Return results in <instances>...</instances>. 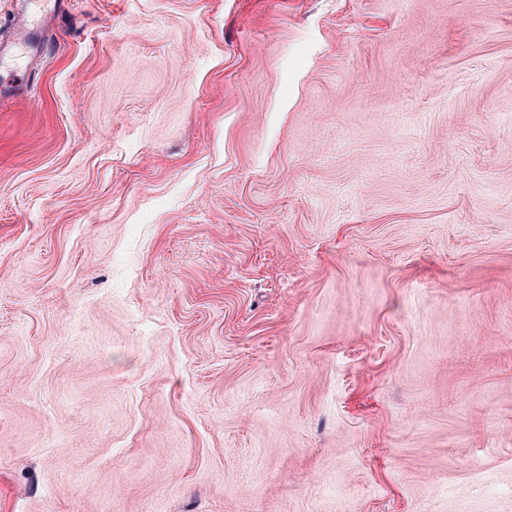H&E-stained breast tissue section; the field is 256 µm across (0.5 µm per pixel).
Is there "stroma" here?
<instances>
[{
    "label": "stroma",
    "mask_w": 512,
    "mask_h": 512,
    "mask_svg": "<svg viewBox=\"0 0 512 512\" xmlns=\"http://www.w3.org/2000/svg\"><path fill=\"white\" fill-rule=\"evenodd\" d=\"M0 65V512H512V0H61Z\"/></svg>",
    "instance_id": "obj_1"
}]
</instances>
